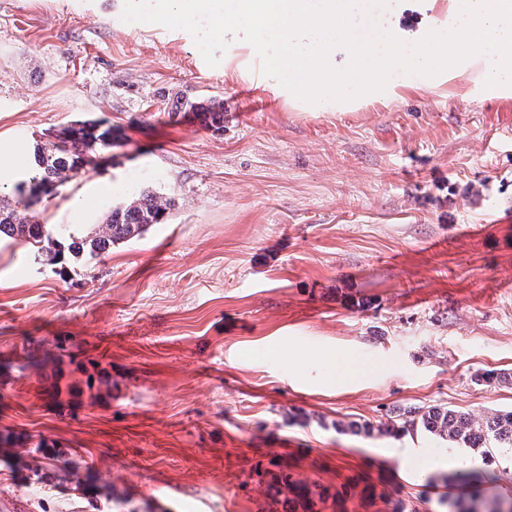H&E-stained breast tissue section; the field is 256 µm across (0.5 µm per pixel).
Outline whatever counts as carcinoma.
Listing matches in <instances>:
<instances>
[{
  "mask_svg": "<svg viewBox=\"0 0 512 512\" xmlns=\"http://www.w3.org/2000/svg\"><path fill=\"white\" fill-rule=\"evenodd\" d=\"M177 108L189 109L211 124L223 127L222 98L202 103L183 97ZM68 130L69 134L62 139L36 145L31 180L45 186H61L88 164L84 148L97 143L109 148L116 140L115 131L102 127L99 122L76 121ZM16 191L18 198L15 200L0 193V240L6 239L26 249L36 262L45 265L62 263L68 257L96 258L106 254L115 245L142 237L161 223L173 206L171 199L143 191L113 208L103 223L78 232L67 224L40 223L28 213L22 186H16ZM410 431H423L447 445L485 454L492 442L502 448L512 447V410L462 413L445 404L410 407L399 411L396 419L383 429L389 434ZM258 476L273 496H284L283 506L288 512H315L318 500L324 502L331 497L343 503L354 494L353 489L345 485L332 495L323 490L314 491L274 461ZM478 481V475L473 472L462 471L456 475V483L463 492L455 498H442L448 503V512H512V497L490 504L474 491Z\"/></svg>",
  "mask_w": 512,
  "mask_h": 512,
  "instance_id": "cac0c4a2",
  "label": "carcinoma"
}]
</instances>
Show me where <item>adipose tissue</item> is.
Returning a JSON list of instances; mask_svg holds the SVG:
<instances>
[{
	"mask_svg": "<svg viewBox=\"0 0 512 512\" xmlns=\"http://www.w3.org/2000/svg\"><path fill=\"white\" fill-rule=\"evenodd\" d=\"M134 19L260 39L251 52L288 77L289 99L345 108L410 78L512 84V0H129ZM419 20H412V12Z\"/></svg>",
	"mask_w": 512,
	"mask_h": 512,
	"instance_id": "obj_1",
	"label": "adipose tissue"
}]
</instances>
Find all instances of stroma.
<instances>
[{
  "mask_svg": "<svg viewBox=\"0 0 512 512\" xmlns=\"http://www.w3.org/2000/svg\"><path fill=\"white\" fill-rule=\"evenodd\" d=\"M183 95L223 98V130ZM86 119L117 139L40 195L41 223L99 224L142 190L174 205L95 259L0 242V512H282L256 475L271 460L374 488L348 512H442L476 452L382 426L512 408V385L473 380L512 371V93L432 78L312 111L232 40L133 21L129 0H0V185ZM339 360L372 374L331 381ZM57 381L80 388L56 400Z\"/></svg>",
  "mask_w": 512,
  "mask_h": 512,
  "instance_id": "1",
  "label": "stroma"
}]
</instances>
